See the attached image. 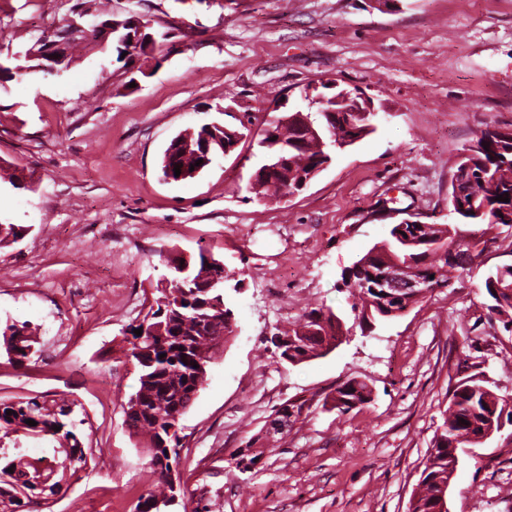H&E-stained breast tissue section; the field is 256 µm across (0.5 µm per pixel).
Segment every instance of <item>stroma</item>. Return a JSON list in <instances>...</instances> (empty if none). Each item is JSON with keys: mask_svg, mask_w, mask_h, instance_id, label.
Returning a JSON list of instances; mask_svg holds the SVG:
<instances>
[{"mask_svg": "<svg viewBox=\"0 0 512 512\" xmlns=\"http://www.w3.org/2000/svg\"><path fill=\"white\" fill-rule=\"evenodd\" d=\"M77 0H0V63L72 17ZM86 29L132 15L162 58L131 84L115 53L68 51L66 69L0 87V223L28 234L0 248V320L38 325L40 358L0 355V398L83 403L102 453L58 499L67 512H134L157 480L124 424L138 372L123 350L153 304L165 256L206 246L235 332L181 419L173 512H407L448 391L477 374L512 396V334L488 319L487 273L512 265V226L493 229L480 264L402 315L353 329L327 356L282 363L270 337L305 309L352 320L341 275L412 217L448 221V180L486 126L512 130V0H87ZM358 89L374 133L334 153L300 193L248 190L268 124L305 108L324 81ZM251 120L253 136L196 179L161 180L179 131ZM23 181L13 188L10 177ZM356 378L369 403L340 413L326 398ZM287 434L242 470L240 448L284 403ZM512 425L462 456L449 512H512Z\"/></svg>", "mask_w": 512, "mask_h": 512, "instance_id": "35a3bbf8", "label": "stroma"}]
</instances>
